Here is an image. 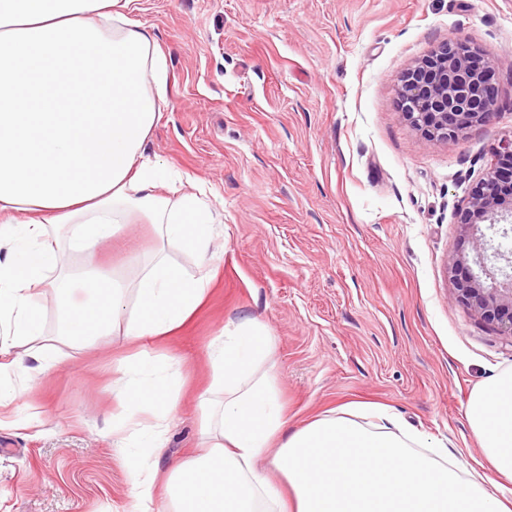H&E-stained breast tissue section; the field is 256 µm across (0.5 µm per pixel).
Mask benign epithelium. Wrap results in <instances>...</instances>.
I'll list each match as a JSON object with an SVG mask.
<instances>
[{
  "label": "benign epithelium",
  "instance_id": "benign-epithelium-1",
  "mask_svg": "<svg viewBox=\"0 0 512 512\" xmlns=\"http://www.w3.org/2000/svg\"><path fill=\"white\" fill-rule=\"evenodd\" d=\"M497 100L490 63L453 40L438 44L408 69L398 89L402 114L429 140L455 139L468 128L488 124ZM496 153L498 166L473 188L458 213L457 224L472 240L473 266L464 255L452 259L450 296L512 340V265L495 266L505 253L480 228L486 224L503 239L512 232V206L503 201L512 191V134L498 141Z\"/></svg>",
  "mask_w": 512,
  "mask_h": 512
}]
</instances>
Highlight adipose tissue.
I'll list each match as a JSON object with an SVG mask.
<instances>
[{"label": "adipose tissue", "instance_id": "adipose-tissue-1", "mask_svg": "<svg viewBox=\"0 0 512 512\" xmlns=\"http://www.w3.org/2000/svg\"><path fill=\"white\" fill-rule=\"evenodd\" d=\"M134 2L0 0V405L16 397L3 375L12 349L36 342L40 369L55 362L40 342L41 289H53L57 333L73 344L117 328L139 343L166 335L207 292L168 254L206 257L211 215L145 155L166 57L131 19ZM142 222L160 239L151 258L101 271L99 247ZM53 226L85 253L81 270L66 269ZM270 353L255 318L225 323L201 402L208 448L168 472V512H512L484 475L418 433L389 430L377 407L286 430ZM122 376L112 434L134 452L133 512H151L175 399L146 352L126 358ZM467 415L495 471L512 480V368L473 392Z\"/></svg>", "mask_w": 512, "mask_h": 512}]
</instances>
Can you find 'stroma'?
<instances>
[{
	"mask_svg": "<svg viewBox=\"0 0 512 512\" xmlns=\"http://www.w3.org/2000/svg\"><path fill=\"white\" fill-rule=\"evenodd\" d=\"M135 17L168 57L162 119L148 157L206 190L210 260L170 256L210 276L205 302L148 343L176 398L160 472L204 449L197 404L227 317L272 341L288 429L353 402L386 407L491 474L466 409L512 366V340L452 300L447 266L468 244L457 210L512 132V0H139ZM496 65L491 123L427 140L398 108L402 75L438 43ZM134 224L103 244L104 269L156 246ZM47 371L16 349L17 396L0 416V512H130L129 464L112 440L120 336L56 340Z\"/></svg>",
	"mask_w": 512,
	"mask_h": 512,
	"instance_id": "1",
	"label": "stroma"
}]
</instances>
